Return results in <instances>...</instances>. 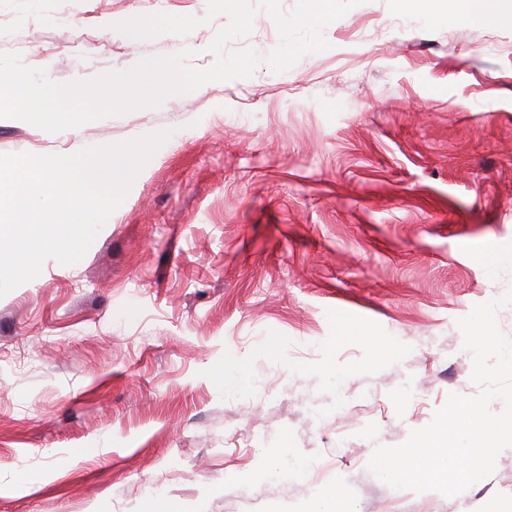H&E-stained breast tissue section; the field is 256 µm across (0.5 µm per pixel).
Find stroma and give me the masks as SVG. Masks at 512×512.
Listing matches in <instances>:
<instances>
[{"instance_id": "1", "label": "stroma", "mask_w": 512, "mask_h": 512, "mask_svg": "<svg viewBox=\"0 0 512 512\" xmlns=\"http://www.w3.org/2000/svg\"><path fill=\"white\" fill-rule=\"evenodd\" d=\"M206 0H0V51L58 83L192 49L116 21ZM327 50L210 81L73 135L0 118V153L173 134L77 264L0 298V512H500L512 447L465 492L367 464L474 396L459 319L512 338V23L364 0ZM272 17L229 42L268 56ZM346 368L343 378L326 365Z\"/></svg>"}]
</instances>
